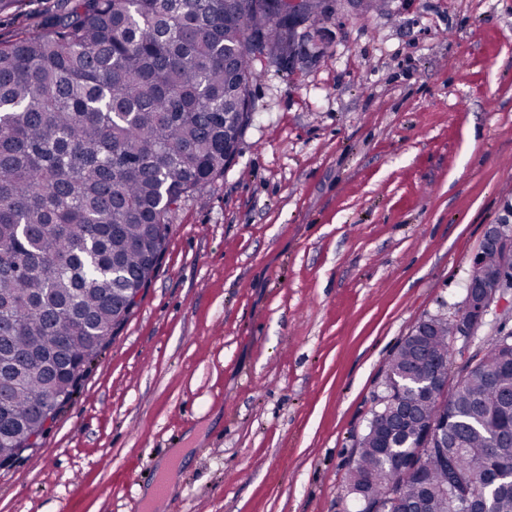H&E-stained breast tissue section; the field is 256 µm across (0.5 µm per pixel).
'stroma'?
Segmentation results:
<instances>
[{"mask_svg": "<svg viewBox=\"0 0 512 512\" xmlns=\"http://www.w3.org/2000/svg\"><path fill=\"white\" fill-rule=\"evenodd\" d=\"M46 0L0 41L48 33ZM236 158L170 218L123 328L0 512H359L346 476L384 367L452 318L512 202V0H383L252 61Z\"/></svg>", "mask_w": 512, "mask_h": 512, "instance_id": "obj_1", "label": "stroma"}]
</instances>
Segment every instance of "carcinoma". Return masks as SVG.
Returning <instances> with one entry per match:
<instances>
[{
  "label": "carcinoma",
  "instance_id": "cac0c4a2",
  "mask_svg": "<svg viewBox=\"0 0 512 512\" xmlns=\"http://www.w3.org/2000/svg\"><path fill=\"white\" fill-rule=\"evenodd\" d=\"M329 14L307 0L304 23ZM44 35L0 42V369L21 375L0 400V463L42 434L35 411L76 392L112 336V300L162 255L170 214L224 174L253 111L251 62L288 65V0H61ZM454 323L435 317L388 361L346 491L382 512H512V336L482 356L442 405L411 392L455 369ZM397 429L391 458L378 434ZM422 448L420 471L402 458Z\"/></svg>",
  "mask_w": 512,
  "mask_h": 512
}]
</instances>
